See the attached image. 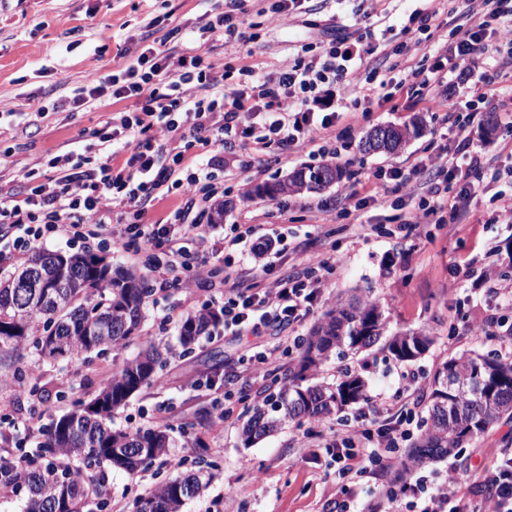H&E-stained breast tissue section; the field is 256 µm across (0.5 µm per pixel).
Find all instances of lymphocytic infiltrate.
Masks as SVG:
<instances>
[{
	"label": "lymphocytic infiltrate",
	"instance_id": "lymphocytic-infiltrate-1",
	"mask_svg": "<svg viewBox=\"0 0 512 512\" xmlns=\"http://www.w3.org/2000/svg\"><path fill=\"white\" fill-rule=\"evenodd\" d=\"M247 2L224 0L219 12L203 14L202 32L228 45L237 41L249 12ZM445 15L457 39L438 44L430 58L391 62L386 75L361 71L360 61L379 56L381 50L350 33L331 37L317 53L302 46L293 63L274 73L245 66L234 74L195 48L176 50L160 39L145 44L132 64L105 77L91 74L74 95L51 100L49 111L71 112L107 94L132 105L108 118L96 157L72 151L54 156L48 165L55 178L21 194H0V225L15 231L10 262L23 260L50 239L75 243L104 237L109 218L115 216L159 289L189 292L210 285L214 273H221L225 331L259 336L269 327L301 321L324 296L335 257L302 258L299 270L272 280L245 279L231 271L224 252L246 242L253 253H265L268 243L255 225L233 224L215 238L206 225L187 216L220 194L213 172L224 165L221 148L234 139H249L255 152L280 163L292 149L309 146L321 152L343 140L359 121L357 86L391 100L411 83L417 103L436 112L442 106L435 89L443 67L475 62L477 100L489 103L498 67L512 65V0H447ZM230 79L235 82L231 88L226 85ZM474 120L471 113L453 120V154L428 157L407 171L377 170L366 202H377L389 190L402 194L399 228L406 232L443 213L449 223H464L465 201L490 163L487 155L471 148L468 129ZM114 142L130 145V154L117 159L109 150ZM192 147L203 158L189 167L184 153ZM452 187L457 193L450 201L446 194ZM173 194L185 204L173 211L172 223H146L144 204ZM193 254L200 261L192 266L188 258ZM387 409V402L379 401L372 418L333 430L329 446L339 463L337 479L365 475L373 464L395 467L393 451L405 435V418L376 424V416ZM495 454L494 466L481 480L484 496L459 494L460 477L451 471L422 499L418 512H512V448L496 449Z\"/></svg>",
	"mask_w": 512,
	"mask_h": 512
}]
</instances>
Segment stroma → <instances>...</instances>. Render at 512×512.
I'll list each match as a JSON object with an SVG mask.
<instances>
[{
  "label": "stroma",
  "mask_w": 512,
  "mask_h": 512,
  "mask_svg": "<svg viewBox=\"0 0 512 512\" xmlns=\"http://www.w3.org/2000/svg\"><path fill=\"white\" fill-rule=\"evenodd\" d=\"M356 0H310L307 13L270 20L250 10L245 26L250 41L224 45L201 38V17L208 0H11L0 8V164L15 191H22L26 171L51 156L92 143L107 116L115 112L111 97L75 112L37 116L40 102L71 94L90 73L111 74L121 63L136 59L144 41L162 39L168 31L172 45L188 42L237 69L244 65L271 72L295 58L301 45H322L330 36L352 29L371 31L386 50L414 45L417 36L404 26L414 9L413 0H379L377 14L366 24H354ZM168 37V36H167ZM369 110L365 121L346 136L347 146L335 162L348 169L349 178L319 191L289 194L282 200L243 199L246 188L283 179L292 169L316 167L325 159L308 149L292 150L287 163H275L235 141L224 155V198L228 208L223 222L209 214L198 221L211 224L222 236L228 224H260L274 236L271 258L254 256L247 247L234 253L233 270L249 277L268 272L275 277L297 266L298 248L311 254L335 255L331 285L319 305L287 331L271 328L260 336H232L215 332L201 337L192 352L176 350L177 321L183 313L200 310L211 298L200 290L187 296L177 288L155 292L145 310L144 335L175 348L160 370L159 383L143 388L112 417L113 427L134 432L161 418L174 438L172 454L195 460V441L203 439L214 477L200 497L186 501L182 512H211L222 500L223 512H336L331 491L336 485V461L327 437L318 435L313 421L290 424L274 435L244 447L241 429L250 410L268 396L272 378H289L298 349L280 355L267 375L253 373L255 356L278 345L285 337L308 336L313 326L337 301L369 299L379 304L389 331L423 330L433 338L416 361L401 362L372 349L360 354H330L318 379L333 384L345 372L362 375L366 397L348 407L339 420L346 423L369 413L378 398L393 411L412 414L411 437H418L427 416L429 382L448 359L476 351L500 360L512 357V310L499 308L493 289L474 293L473 279L495 268L498 279L512 283V227L493 221L492 196L512 189V157L500 156L484 176L485 191L468 202L469 224H423L408 238L394 236L400 213L397 194L355 210L348 196L367 183L379 168H410L422 158L453 150L455 142L443 114L410 106L405 98L385 103L377 95L358 90ZM418 125L419 132L394 153L369 154L363 137L378 126ZM286 203L279 214L277 203ZM473 335L466 325L485 321ZM143 345L134 340L119 344L102 357L89 360L37 362L20 387L0 384V416L13 419L9 449H22L29 465L42 463L39 427L67 413L73 402L89 398L104 375L116 372L136 358ZM420 374L423 386L415 394L400 393L401 375ZM48 390V401L31 396V387ZM206 424H198L202 412ZM512 442V420L502 419L471 440L456 456L441 458L424 470L435 482L448 467L463 473L461 491L481 494L472 476L493 463L491 449ZM92 474H108L112 483V512H136L143 490L136 476L102 464ZM394 472L376 470L350 484L346 496L350 512H392L389 492L399 489Z\"/></svg>",
  "instance_id": "1"
}]
</instances>
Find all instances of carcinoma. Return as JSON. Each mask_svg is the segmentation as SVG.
I'll return each mask as SVG.
<instances>
[{
    "label": "carcinoma",
    "instance_id": "1",
    "mask_svg": "<svg viewBox=\"0 0 512 512\" xmlns=\"http://www.w3.org/2000/svg\"><path fill=\"white\" fill-rule=\"evenodd\" d=\"M344 176L345 170L335 163L304 167L248 190L247 196L274 199L286 194L282 185L288 181L299 182L302 190L321 191ZM29 271L41 273L42 278L24 283ZM152 295L144 280L112 269L106 257L90 251L38 250L22 264L0 269V380L23 375L29 349L42 359L88 358L139 338L143 309ZM221 322L214 310L186 315L177 326L183 351H192L199 338ZM431 343L424 331L388 332L375 302L336 303L303 343L297 372L264 404L252 408L242 429L244 447L288 423L336 416L364 398L366 382L359 375L347 374L334 385L313 382L329 351L357 354L376 347L406 362L424 354ZM165 364L160 349L150 346L113 373L92 399L74 402L69 413L43 429L39 448L51 461L21 472L18 484L27 490L25 512H83L91 475L58 465L59 455L67 461L79 458L88 468L106 462L129 474L167 455L171 437L166 427L133 433L114 429L111 422L112 413L156 381ZM445 376L461 384L445 388ZM504 416L512 419V362L479 353L448 360L432 378L424 430L399 462L401 473L411 474L436 459L456 455L463 436L484 433ZM204 477L199 469L176 470L140 498L138 512H181L187 500L205 491ZM185 487L193 488V493L181 494Z\"/></svg>",
    "mask_w": 512,
    "mask_h": 512
}]
</instances>
